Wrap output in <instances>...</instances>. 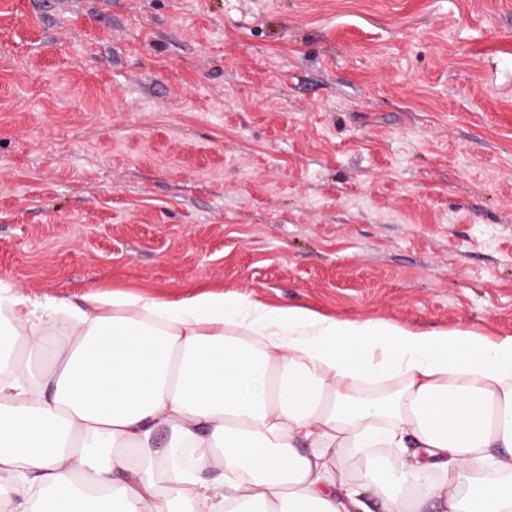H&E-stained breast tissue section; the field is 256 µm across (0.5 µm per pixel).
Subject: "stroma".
<instances>
[{
	"instance_id": "1",
	"label": "stroma",
	"mask_w": 512,
	"mask_h": 512,
	"mask_svg": "<svg viewBox=\"0 0 512 512\" xmlns=\"http://www.w3.org/2000/svg\"><path fill=\"white\" fill-rule=\"evenodd\" d=\"M0 282L512 336V0H0Z\"/></svg>"
}]
</instances>
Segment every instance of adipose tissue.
Masks as SVG:
<instances>
[{"mask_svg":"<svg viewBox=\"0 0 512 512\" xmlns=\"http://www.w3.org/2000/svg\"><path fill=\"white\" fill-rule=\"evenodd\" d=\"M2 325L0 512H512V336L0 283Z\"/></svg>","mask_w":512,"mask_h":512,"instance_id":"obj_1","label":"adipose tissue"}]
</instances>
